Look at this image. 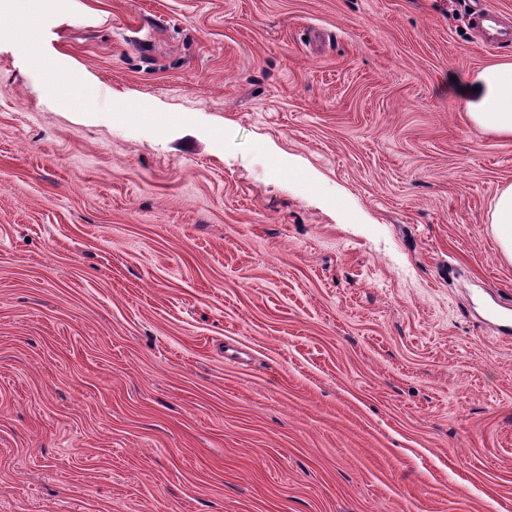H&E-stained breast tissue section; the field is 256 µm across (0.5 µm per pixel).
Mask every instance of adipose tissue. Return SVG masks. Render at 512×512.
Here are the masks:
<instances>
[{"label": "adipose tissue", "mask_w": 512, "mask_h": 512, "mask_svg": "<svg viewBox=\"0 0 512 512\" xmlns=\"http://www.w3.org/2000/svg\"><path fill=\"white\" fill-rule=\"evenodd\" d=\"M464 94L473 124L488 133L512 137V59L476 72Z\"/></svg>", "instance_id": "ef3b65f1"}]
</instances>
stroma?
Returning a JSON list of instances; mask_svg holds the SVG:
<instances>
[{
	"label": "stroma",
	"mask_w": 512,
	"mask_h": 512,
	"mask_svg": "<svg viewBox=\"0 0 512 512\" xmlns=\"http://www.w3.org/2000/svg\"><path fill=\"white\" fill-rule=\"evenodd\" d=\"M0 41V512H512V0H55ZM475 86L479 91H474ZM470 121L488 133L512 137V59L475 73L465 87ZM492 224L502 257L512 264V185L495 191Z\"/></svg>",
	"instance_id": "obj_1"
}]
</instances>
